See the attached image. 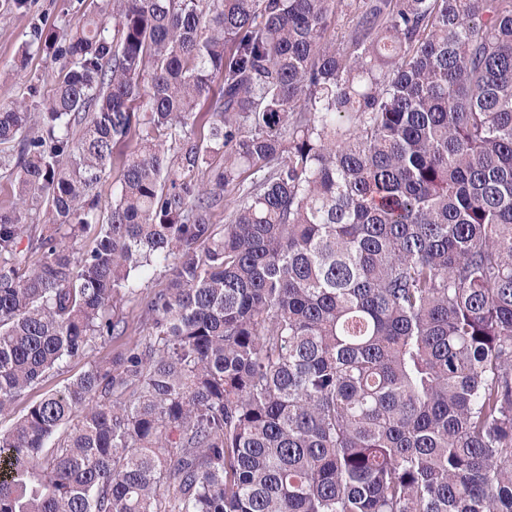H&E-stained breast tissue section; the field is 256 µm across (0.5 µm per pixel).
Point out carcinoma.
Returning <instances> with one entry per match:
<instances>
[{
	"mask_svg": "<svg viewBox=\"0 0 512 512\" xmlns=\"http://www.w3.org/2000/svg\"><path fill=\"white\" fill-rule=\"evenodd\" d=\"M356 2L339 40L351 0L34 35L54 97L0 106V416L120 306L147 335L0 431V512H512V0Z\"/></svg>",
	"mask_w": 512,
	"mask_h": 512,
	"instance_id": "cac0c4a2",
	"label": "carcinoma"
}]
</instances>
